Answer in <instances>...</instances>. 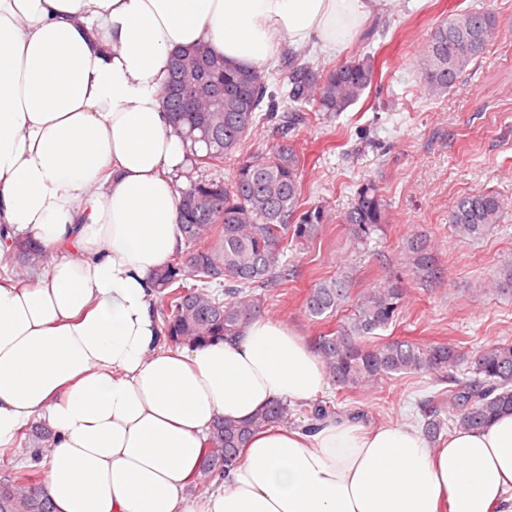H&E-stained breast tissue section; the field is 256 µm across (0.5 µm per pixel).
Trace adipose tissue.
Returning a JSON list of instances; mask_svg holds the SVG:
<instances>
[{"instance_id":"ef3b65f1","label":"adipose tissue","mask_w":512,"mask_h":512,"mask_svg":"<svg viewBox=\"0 0 512 512\" xmlns=\"http://www.w3.org/2000/svg\"><path fill=\"white\" fill-rule=\"evenodd\" d=\"M388 0H0V226L48 254L0 274V452L52 430L56 512H512V414L436 444L329 416L253 436L188 494L217 419L327 386L313 344L261 316L169 345L157 271L183 245L186 140L163 103L176 50L259 68L336 56Z\"/></svg>"}]
</instances>
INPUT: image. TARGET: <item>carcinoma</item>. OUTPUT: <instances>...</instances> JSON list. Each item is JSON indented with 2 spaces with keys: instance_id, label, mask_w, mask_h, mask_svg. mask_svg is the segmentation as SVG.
Returning a JSON list of instances; mask_svg holds the SVG:
<instances>
[{
  "instance_id": "obj_1",
  "label": "carcinoma",
  "mask_w": 512,
  "mask_h": 512,
  "mask_svg": "<svg viewBox=\"0 0 512 512\" xmlns=\"http://www.w3.org/2000/svg\"><path fill=\"white\" fill-rule=\"evenodd\" d=\"M498 21L472 7L438 24L424 46V88L442 94L483 55ZM375 56L358 52L331 69L293 58L287 75L271 88L263 70L236 66L204 47L181 49L173 57L164 105L174 130L199 137L203 153L194 164L214 169L232 159L259 123L273 122L283 142L267 153L237 162L232 179H199L181 191L179 224L183 247L155 276L163 334L171 345L231 340L263 314L266 292L288 279V243L316 237L328 215L302 199L301 154L288 132L307 120L332 124L371 88ZM503 199L478 190L459 198L448 223L463 237L483 239L501 222ZM387 221L384 200L370 180L358 185L346 213L353 239L362 243ZM14 269L25 279L47 261L30 238L11 241ZM409 264L434 277L427 240L405 241ZM485 286L512 288V258L503 261ZM404 289L386 282L353 297L347 277L323 280L309 289L303 308L313 320H327L350 306L346 320L315 338L327 376L344 391L373 386L400 374H424L434 389L419 400L421 430L435 442L445 424L475 430L512 413V343H491L470 354L451 343L413 340L378 343V332L395 321ZM295 407L274 402L244 421L218 420L212 427L192 484L204 488L214 474L238 463L256 432L286 425ZM37 447L31 465L0 476V512H53L42 491L37 465L52 445L51 432L31 427Z\"/></svg>"
}]
</instances>
